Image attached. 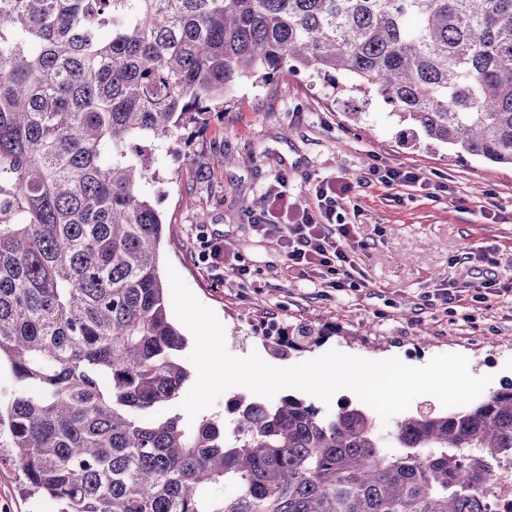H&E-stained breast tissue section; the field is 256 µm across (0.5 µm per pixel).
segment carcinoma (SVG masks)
I'll return each mask as SVG.
<instances>
[{"label":"carcinoma","instance_id":"carcinoma-1","mask_svg":"<svg viewBox=\"0 0 512 512\" xmlns=\"http://www.w3.org/2000/svg\"><path fill=\"white\" fill-rule=\"evenodd\" d=\"M290 68L512 167V0H0V446L53 512H488L512 385L387 439L357 404L294 394H239L228 423L172 411L186 339L141 191L151 154ZM340 333L301 323L266 346Z\"/></svg>","mask_w":512,"mask_h":512}]
</instances>
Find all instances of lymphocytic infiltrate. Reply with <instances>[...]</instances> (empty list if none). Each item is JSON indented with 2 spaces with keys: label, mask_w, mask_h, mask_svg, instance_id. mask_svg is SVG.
Returning a JSON list of instances; mask_svg holds the SVG:
<instances>
[{
  "label": "lymphocytic infiltrate",
  "mask_w": 512,
  "mask_h": 512,
  "mask_svg": "<svg viewBox=\"0 0 512 512\" xmlns=\"http://www.w3.org/2000/svg\"><path fill=\"white\" fill-rule=\"evenodd\" d=\"M365 180L390 189L412 187L423 191L434 184L424 172L379 163L369 168ZM287 176H280L279 186L270 194V212L260 215L257 232L275 237L283 249L289 267L300 269L314 287H366L357 269V233L354 225L345 223L340 212L343 201L352 192L348 182H320L314 189L317 205L298 212L295 223L279 222L278 214L288 213L291 205L285 191Z\"/></svg>",
  "instance_id": "lymphocytic-infiltrate-1"
}]
</instances>
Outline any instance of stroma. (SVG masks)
Segmentation results:
<instances>
[{
    "instance_id": "1",
    "label": "stroma",
    "mask_w": 512,
    "mask_h": 512,
    "mask_svg": "<svg viewBox=\"0 0 512 512\" xmlns=\"http://www.w3.org/2000/svg\"><path fill=\"white\" fill-rule=\"evenodd\" d=\"M355 112L360 120H352ZM221 151L234 161L213 167ZM380 162L421 169L449 190L432 197L362 184ZM154 167L158 180L142 190L166 228L160 266L174 268L215 313L232 355L255 353L286 368L333 349L411 366L460 353L473 375L491 376L490 390L512 382V294L484 303L437 294L440 285L470 281L464 254L472 247H489L494 272L512 280V168L414 140L382 101L292 70L240 82L189 150L159 149ZM282 173L300 207L312 204L310 190L320 181L353 183L342 215L366 244L358 263L368 287H308L274 238L254 232ZM202 234L225 242L223 269L199 259ZM237 264L250 268L249 278L235 279ZM301 322L333 323L342 333L285 359L272 356L264 337ZM10 454L0 448V512H50L26 493Z\"/></svg>"
}]
</instances>
